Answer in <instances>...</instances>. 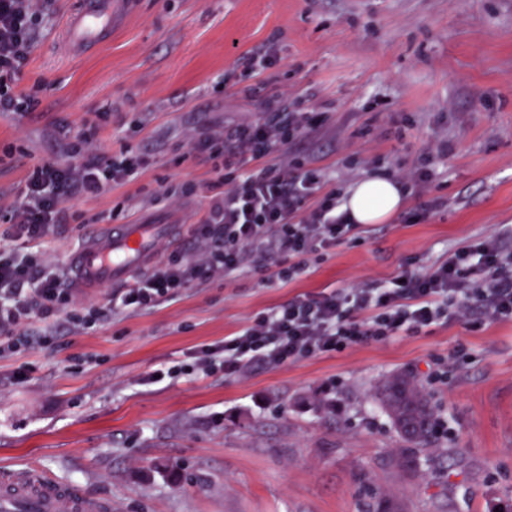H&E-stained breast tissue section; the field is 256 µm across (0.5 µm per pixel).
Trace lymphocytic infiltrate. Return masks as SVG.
<instances>
[{
    "instance_id": "1",
    "label": "lymphocytic infiltrate",
    "mask_w": 512,
    "mask_h": 512,
    "mask_svg": "<svg viewBox=\"0 0 512 512\" xmlns=\"http://www.w3.org/2000/svg\"><path fill=\"white\" fill-rule=\"evenodd\" d=\"M32 0H0V112H26L37 102L14 84L35 45ZM264 118L196 138L216 175L206 218L194 234L197 254L177 253L134 285L113 294L109 309L74 310L75 292L51 264L19 249H0V354L27 347L30 326L69 324L95 328L112 309L149 310L170 302L183 288L244 270L277 281L301 275L311 260L352 238L356 229L342 211V188L308 166L306 144L321 123L317 113L292 110L286 90ZM445 146L427 149L399 180L422 198L408 213L421 221L439 206L430 192L432 160ZM145 162L132 147L109 157L88 153L76 140L68 160L44 162L27 179L23 201L9 221L37 245L59 223L63 203L101 194L133 180ZM512 322V229L476 237L451 249L427 270L407 269L391 285L334 288L306 293L254 316L224 344L201 349L194 364L228 377L255 365L278 367L340 352L365 342H384L438 324L477 330Z\"/></svg>"
}]
</instances>
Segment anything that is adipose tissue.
<instances>
[{
    "instance_id": "ef3b65f1",
    "label": "adipose tissue",
    "mask_w": 512,
    "mask_h": 512,
    "mask_svg": "<svg viewBox=\"0 0 512 512\" xmlns=\"http://www.w3.org/2000/svg\"><path fill=\"white\" fill-rule=\"evenodd\" d=\"M402 194L389 180L366 178L349 188L343 204L357 224H379L401 208Z\"/></svg>"
}]
</instances>
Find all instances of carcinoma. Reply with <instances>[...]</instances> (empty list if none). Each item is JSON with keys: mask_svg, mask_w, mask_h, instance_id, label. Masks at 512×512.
Segmentation results:
<instances>
[{"mask_svg": "<svg viewBox=\"0 0 512 512\" xmlns=\"http://www.w3.org/2000/svg\"><path fill=\"white\" fill-rule=\"evenodd\" d=\"M376 397L405 442L415 447L426 444L433 409L427 395L416 384L402 374L393 375L379 384Z\"/></svg>", "mask_w": 512, "mask_h": 512, "instance_id": "cac0c4a2", "label": "carcinoma"}]
</instances>
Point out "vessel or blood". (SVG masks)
Segmentation results:
<instances>
[{"label":"vessel or blood","instance_id":"b4317fda","mask_svg":"<svg viewBox=\"0 0 512 512\" xmlns=\"http://www.w3.org/2000/svg\"><path fill=\"white\" fill-rule=\"evenodd\" d=\"M121 2L84 0L83 10L69 23L70 44H97L111 31ZM179 230L176 224L92 227L84 245L69 258L68 282L89 290L127 283L135 271L156 262L160 246L174 241ZM0 512H112V501L26 468L0 472Z\"/></svg>","mask_w":512,"mask_h":512}]
</instances>
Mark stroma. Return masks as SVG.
Wrapping results in <instances>:
<instances>
[{
	"instance_id": "stroma-1",
	"label": "stroma",
	"mask_w": 512,
	"mask_h": 512,
	"mask_svg": "<svg viewBox=\"0 0 512 512\" xmlns=\"http://www.w3.org/2000/svg\"><path fill=\"white\" fill-rule=\"evenodd\" d=\"M80 7L53 0L37 24L17 83L37 110L0 112V248L14 245L7 218L28 172L65 159L79 132L95 154L129 145L148 164L69 203L36 255L64 266L90 227L114 220L181 224L160 253L191 251L215 174L189 140L261 117L267 98L246 90L264 79L325 114L309 161L327 176L357 151L394 174L451 142L432 160L444 204L408 224L418 200L404 195L402 211L297 279L217 277L0 357V470L37 468L111 496L112 512H512V322L436 325L239 377L147 379L298 295L387 282L512 227V0H133L100 43L75 51L65 21ZM269 47L274 67H244ZM186 183L189 199L158 200ZM400 372L444 424L422 448L374 399Z\"/></svg>"
}]
</instances>
